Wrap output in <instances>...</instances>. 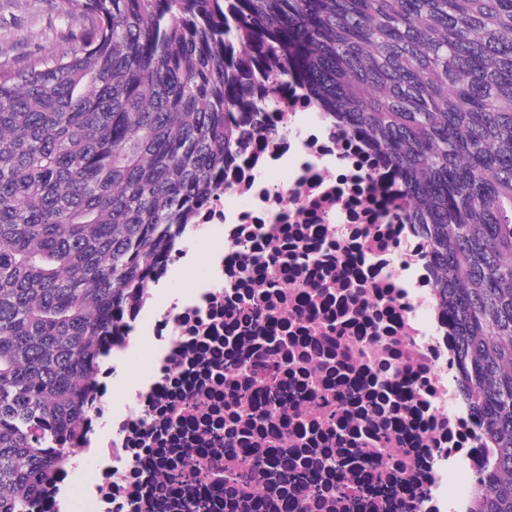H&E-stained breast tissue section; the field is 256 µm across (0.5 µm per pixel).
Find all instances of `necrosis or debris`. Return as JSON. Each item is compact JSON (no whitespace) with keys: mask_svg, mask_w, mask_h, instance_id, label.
<instances>
[{"mask_svg":"<svg viewBox=\"0 0 512 512\" xmlns=\"http://www.w3.org/2000/svg\"><path fill=\"white\" fill-rule=\"evenodd\" d=\"M227 119L245 136L223 183L127 297L85 391L69 445L71 473L98 469L89 512H284L312 474L325 492L304 512H469L473 484L448 475L489 450L394 169L295 73ZM144 349L149 367L126 378ZM230 448L260 449V496L211 469Z\"/></svg>","mask_w":512,"mask_h":512,"instance_id":"4bbe7bcc","label":"necrosis or debris"}]
</instances>
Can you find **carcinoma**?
I'll use <instances>...</instances> for the list:
<instances>
[{
    "mask_svg": "<svg viewBox=\"0 0 512 512\" xmlns=\"http://www.w3.org/2000/svg\"><path fill=\"white\" fill-rule=\"evenodd\" d=\"M68 47L0 63V512H30L103 337L224 178L249 84L295 63L394 168L512 512V0H65Z\"/></svg>",
    "mask_w": 512,
    "mask_h": 512,
    "instance_id": "obj_1",
    "label": "carcinoma"
}]
</instances>
